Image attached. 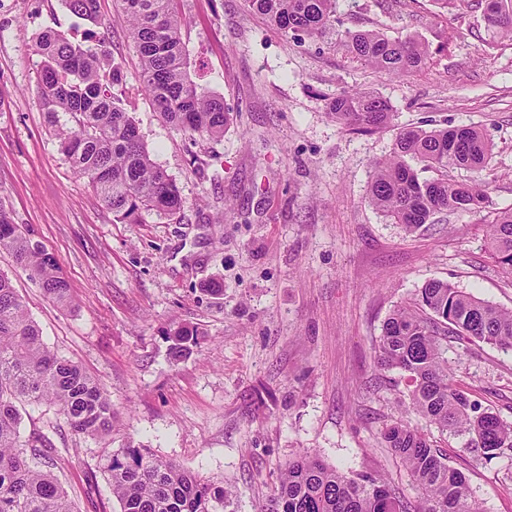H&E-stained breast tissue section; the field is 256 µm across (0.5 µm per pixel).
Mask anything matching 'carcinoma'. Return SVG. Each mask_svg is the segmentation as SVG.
<instances>
[{
    "label": "carcinoma",
    "mask_w": 512,
    "mask_h": 512,
    "mask_svg": "<svg viewBox=\"0 0 512 512\" xmlns=\"http://www.w3.org/2000/svg\"><path fill=\"white\" fill-rule=\"evenodd\" d=\"M141 60V91L175 130L191 137L224 135V99L197 90L190 79L181 38L178 0H119ZM249 10L295 39L336 34L351 52L388 75H404L425 64L429 48L414 36L390 38L381 31L342 32L335 27L336 0H245ZM487 28L512 40V0H484ZM69 12L98 20V0H63ZM38 103L57 127L62 153L87 179L115 221L139 224L145 212L173 215L183 207L176 183L151 158L126 108L122 74L102 44H79L52 28L40 32ZM68 116L60 123L59 113ZM337 122L362 131L386 126L387 100L369 92L343 91L330 102ZM492 159V145L473 126L404 128L390 157L374 165L369 202L395 224L414 231L441 211L477 213L489 203L488 183H462L448 169L480 173ZM438 172L420 180L413 165ZM485 245L504 273L512 275V208L484 219ZM0 251L60 306L70 304V288L56 258L0 203ZM196 332L172 333L170 356L177 361ZM467 336L512 350V310L489 304L443 280L418 289L414 303L393 309L382 327L377 364L407 377L409 408L427 423L454 436L491 460L512 449V423L470 399L453 383L448 342ZM21 404L58 407L78 435L112 431L108 393L70 360L58 356L10 277L0 272V512H75L57 476L55 457L43 435L20 431ZM388 447L405 463L419 495L406 501L380 477L346 475L308 452L281 472L262 512H481L464 474L438 453L418 427L402 420L384 431ZM104 468L120 512H224L229 492L202 480L180 464L126 445Z\"/></svg>",
    "instance_id": "1"
}]
</instances>
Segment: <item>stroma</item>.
<instances>
[{
  "label": "stroma",
  "mask_w": 512,
  "mask_h": 512,
  "mask_svg": "<svg viewBox=\"0 0 512 512\" xmlns=\"http://www.w3.org/2000/svg\"><path fill=\"white\" fill-rule=\"evenodd\" d=\"M182 41L199 91L223 96L218 139L190 140L140 92L139 58L117 0L93 24L61 0H0V203L54 255L70 307L0 253L29 316L59 356L110 395L109 435H76L57 408L28 406L23 433L45 436L76 512H118L103 466L133 444L231 490L233 512H260L281 470L308 451L346 473L417 496L383 433L421 427L468 479L484 512H512V450L492 460L408 410L405 377L376 363L384 321L430 280L512 309V276L490 258L482 214L443 212L407 231L369 202L393 129L343 128L337 93L385 98L395 127L476 126L494 145L490 206H512V42L492 39L476 0H338L337 35L297 41L244 0H180ZM46 28L105 40L153 160L175 181L179 213L116 223L61 152L38 104ZM418 36L426 65L377 73L342 31ZM223 223H215L216 214ZM220 291H213V284ZM198 333L180 360L170 333ZM472 400L512 423V351L448 345Z\"/></svg>",
  "instance_id": "obj_1"
}]
</instances>
